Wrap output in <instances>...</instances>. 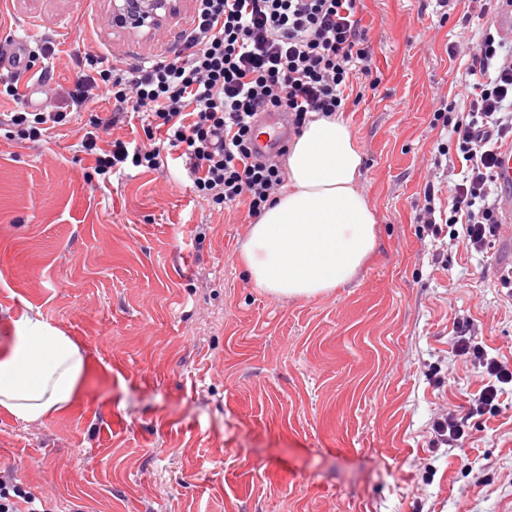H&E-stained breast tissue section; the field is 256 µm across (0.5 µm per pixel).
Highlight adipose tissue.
Instances as JSON below:
<instances>
[{
	"label": "adipose tissue",
	"instance_id": "ef3b65f1",
	"mask_svg": "<svg viewBox=\"0 0 512 512\" xmlns=\"http://www.w3.org/2000/svg\"><path fill=\"white\" fill-rule=\"evenodd\" d=\"M363 155L341 115H313L288 148L286 184L241 249L252 281L279 298L317 297L351 281L376 246V214L358 188ZM0 346V408L36 422L79 396L89 363L47 321L21 313Z\"/></svg>",
	"mask_w": 512,
	"mask_h": 512
}]
</instances>
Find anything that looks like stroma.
I'll list each match as a JSON object with an SVG mask.
<instances>
[{
  "label": "stroma",
  "instance_id": "1",
  "mask_svg": "<svg viewBox=\"0 0 512 512\" xmlns=\"http://www.w3.org/2000/svg\"><path fill=\"white\" fill-rule=\"evenodd\" d=\"M193 0L159 30L112 27L111 0H0V42L58 44L52 83L88 60L168 56ZM381 77L343 117L378 245L348 285L311 299L257 288L240 261L244 208L192 199L182 160L103 183L79 128L38 142L0 129V339L25 310L71 336L92 365L66 411L24 422L0 409V472L54 512H512V391L494 413L468 394L487 377L458 336L512 364V250L468 251L450 224L461 166L438 153V97L468 63L478 0H361ZM437 189L434 200L426 185ZM455 412L469 435L437 441Z\"/></svg>",
  "mask_w": 512,
  "mask_h": 512
}]
</instances>
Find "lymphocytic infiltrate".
<instances>
[{"label":"lymphocytic infiltrate","mask_w":512,"mask_h":512,"mask_svg":"<svg viewBox=\"0 0 512 512\" xmlns=\"http://www.w3.org/2000/svg\"><path fill=\"white\" fill-rule=\"evenodd\" d=\"M192 26L171 59L111 65L79 82L71 103L83 109L104 101L114 118L139 121L146 140L99 146L96 131L81 145L95 157L97 174L126 167L155 171L178 154L190 173L191 193L213 207L245 206L261 215L285 181L276 160L252 155L254 119L284 112L294 131L310 113L330 116L362 99L381 79L373 49L357 15V0H195ZM462 82L459 103L441 102L435 120L449 131L462 156V179L449 189L448 221L462 225L467 248L484 249L499 235L497 152L512 145V46L485 35ZM72 112L25 108L8 113L7 127L29 140L50 137L71 123ZM453 348L478 359L487 382L472 395L477 409L495 411L512 366L489 358L464 339ZM0 512H52L30 487L0 478Z\"/></svg>","instance_id":"1"}]
</instances>
